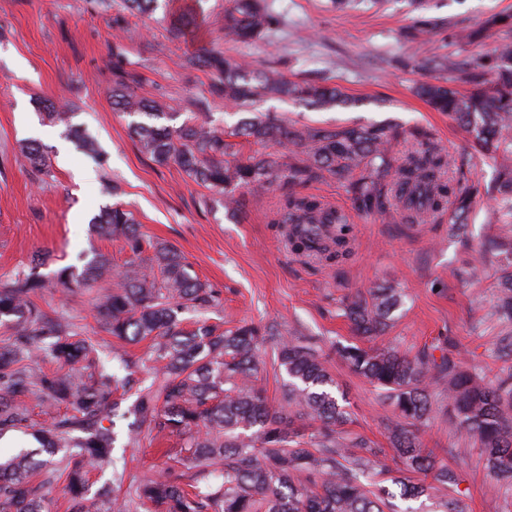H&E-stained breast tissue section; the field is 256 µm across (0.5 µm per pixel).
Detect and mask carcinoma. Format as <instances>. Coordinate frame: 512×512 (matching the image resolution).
Wrapping results in <instances>:
<instances>
[{"label":"carcinoma","instance_id":"cac0c4a2","mask_svg":"<svg viewBox=\"0 0 512 512\" xmlns=\"http://www.w3.org/2000/svg\"><path fill=\"white\" fill-rule=\"evenodd\" d=\"M224 9V37L235 42L259 40L273 18L258 0H229ZM126 8L152 15L158 0H124ZM448 67L453 88L422 83L416 93L436 112L455 120L469 136V148L453 156L423 129L407 132L409 145L392 151L399 131L390 125L334 128L287 126L271 115L241 120L236 137L257 144L287 142L295 151L283 160L261 153L232 159L236 144L205 121H185L173 129L157 125L160 104L138 96L128 82L126 57L113 45L112 70L117 77L112 98L117 108L149 121L130 125L143 153L164 166L178 165L196 182L214 190L225 206L240 205L236 193L273 186L289 187L278 201L282 238L292 254L306 262L339 264L350 255V219L339 209L294 188L333 177L344 187L355 210L404 224H427L448 214L452 231H465L477 193L463 178L487 160L496 164V187L487 223L499 233L482 245L478 263L458 272L464 281L479 279L492 265L499 272L497 289L486 316L503 329L497 357L512 361V39H500L493 56L456 68L447 59H431ZM189 67L217 75L211 92L237 106L262 97L291 96L315 110L346 104L341 90L324 82H291L275 70L260 73L230 56L207 48L187 58ZM46 118L66 126L81 149L97 152L96 143L71 123V114L46 105ZM19 157L39 171L47 160L42 146L28 142ZM91 224L103 238L120 239L130 252L117 270L109 255L92 252L81 268L59 269L54 284L65 293L113 285L98 292L95 311L105 332L127 343L151 342L154 368L146 385L126 359L125 375L100 355L99 345L77 336L71 322L49 317L31 296L49 281L30 271L0 287V435L29 430L36 450L21 449L0 460V512H49L42 494L46 485L64 480L70 512H385V497L371 489L368 472L379 449L346 429L348 414L336 396L325 358L297 336L285 338L273 325L243 323L233 329L203 322L182 327L189 308L205 310L220 304V293L202 282L175 247L152 241L140 232L132 212L119 205L104 207ZM402 289L378 286L358 292L345 304L344 316L355 332L352 342L336 344L335 354L377 390L391 415L382 418L396 453L392 482L406 500L427 499L439 490L437 512H463L457 497L458 470L422 448L415 428L433 418L428 387L448 392L460 427L477 439L493 482L488 492L512 489V371L488 379L467 367L444 346L440 355L424 349L410 357L391 346H379L393 313L403 304ZM276 344L275 365L288 377L282 403L275 406L258 384L257 349ZM135 391L123 412L133 417L127 442L147 434L168 432L182 445L175 458L197 468L201 478L185 480L167 466L162 473L129 485V498L112 493L124 472L112 456L117 434L114 421L118 390ZM58 414L46 424L32 422L24 400ZM46 453L55 462L40 458ZM112 470V484L90 495L89 469ZM43 476L35 485L31 478Z\"/></svg>","mask_w":512,"mask_h":512}]
</instances>
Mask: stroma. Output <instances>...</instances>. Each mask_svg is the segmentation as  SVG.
<instances>
[{"mask_svg": "<svg viewBox=\"0 0 512 512\" xmlns=\"http://www.w3.org/2000/svg\"><path fill=\"white\" fill-rule=\"evenodd\" d=\"M263 3L275 19L272 29L263 39L236 43L222 34L227 0H203L198 39L176 35L162 13H130L123 0H0V285L13 283L37 254L45 258L41 272L49 280L92 249L123 265V243L99 238L89 224L100 208L121 204L143 233L178 248L200 280L219 291L221 306L185 310V325L252 321L309 339L326 359L334 392L350 414L349 433L383 448L388 465L393 450L381 426L388 409L333 352L336 342L354 336L341 303L375 285L401 288L405 304L381 344L412 355L446 342L467 365L491 378L500 375L505 364L494 353L499 329L478 305L491 299L494 279L464 283L455 276L456 269L476 262L478 240L496 231L486 222L494 165L484 163L472 175L482 190L463 237L450 235L444 222L389 224L353 212L344 188L331 178L306 186L307 194L350 212L354 238L343 265H308L285 249L272 222L280 188L245 193L241 207L229 210L178 166L158 165L141 152L129 131L131 116L112 103V46L124 48L135 92L162 104L173 127L195 112L228 133L242 117L237 107L211 95L208 69L183 67L185 56L203 46L245 59L257 70H278L291 81L328 80L348 97L347 105L327 111L292 97L262 98L252 111L298 126L389 121L402 130L421 127L458 155L467 146L466 132L433 111L415 88L423 82L453 86L451 72L434 68L431 56L461 62L492 56L496 37L464 45L458 36L481 30L493 16L512 14V0H351L345 8L332 0ZM46 99L73 113L74 124L98 141L101 158L78 150L64 125L42 118L39 104ZM31 138L50 158L48 174L18 161L20 143ZM92 299L88 292L67 296L56 288L34 297L47 312L66 317L76 332L124 354L138 377L149 378L147 343L107 335ZM429 393L435 413L420 438L451 465L457 461L454 449H464V512H512L511 492L487 495L491 477L477 443L449 417L447 395L437 386ZM127 425L117 420L114 450L127 479L156 474L163 463L159 449L178 447V437H148L130 446Z\"/></svg>", "mask_w": 512, "mask_h": 512, "instance_id": "obj_1", "label": "stroma"}]
</instances>
